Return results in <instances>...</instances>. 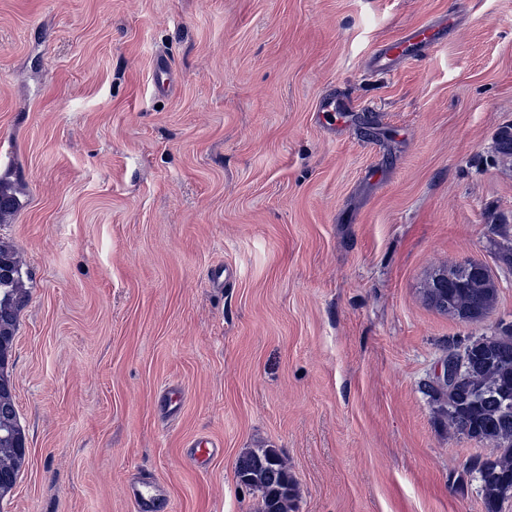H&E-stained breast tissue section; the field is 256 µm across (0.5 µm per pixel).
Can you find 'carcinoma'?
Here are the masks:
<instances>
[{
    "mask_svg": "<svg viewBox=\"0 0 512 512\" xmlns=\"http://www.w3.org/2000/svg\"><path fill=\"white\" fill-rule=\"evenodd\" d=\"M497 284L476 260L436 270L423 288L426 303L436 311L462 321L486 318L497 299ZM28 300L22 265L15 251L0 242V339L12 343L19 310ZM448 419V431L493 447L490 456L471 457L456 481H477L485 512H499L508 499L505 481L512 482V340L491 339L476 365L439 402ZM0 427V481L14 486L21 461L18 439ZM239 481L259 495V512H296L297 485L282 455L274 448L248 451L236 464Z\"/></svg>",
    "mask_w": 512,
    "mask_h": 512,
    "instance_id": "obj_1",
    "label": "carcinoma"
}]
</instances>
